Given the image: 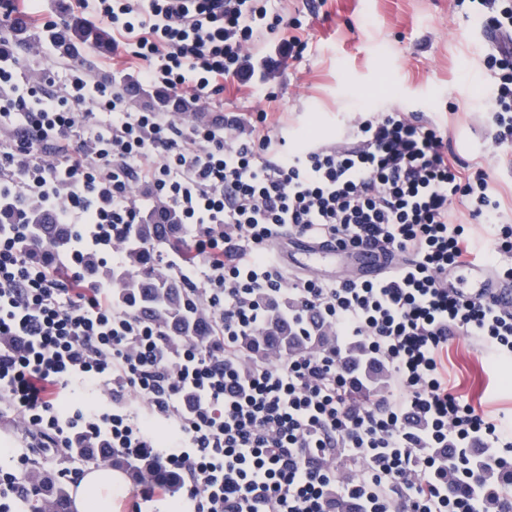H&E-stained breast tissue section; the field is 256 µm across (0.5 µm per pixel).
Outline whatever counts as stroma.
<instances>
[{
    "mask_svg": "<svg viewBox=\"0 0 512 512\" xmlns=\"http://www.w3.org/2000/svg\"><path fill=\"white\" fill-rule=\"evenodd\" d=\"M309 42L301 61L280 58L265 71V88L227 84L205 111L268 114L272 134L312 129L326 142L346 130L352 109L399 108L425 120H447L450 145L466 164L484 161L492 132L491 80L471 48L480 41L481 17L454 0H282ZM75 65L93 76L123 78V58L103 45L78 47ZM276 102H268L267 94ZM448 377L455 393L494 416L512 418V384L496 376L474 343H448Z\"/></svg>",
    "mask_w": 512,
    "mask_h": 512,
    "instance_id": "stroma-1",
    "label": "stroma"
}]
</instances>
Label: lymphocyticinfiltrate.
<instances>
[{
	"instance_id": "obj_1",
	"label": "lymphocytic infiltrate",
	"mask_w": 512,
	"mask_h": 512,
	"mask_svg": "<svg viewBox=\"0 0 512 512\" xmlns=\"http://www.w3.org/2000/svg\"><path fill=\"white\" fill-rule=\"evenodd\" d=\"M501 37L483 59L494 79L495 166L512 162V0H470ZM39 28L27 63L6 51L0 23V202H33L75 227L74 248L119 260L125 225L164 201L194 231L179 258L199 269L210 342L170 349L163 331L115 307L112 286L70 261L38 264L22 214L0 225V419L21 433L18 468L0 472V512H18L31 451L75 443L175 470L189 512H505L493 484L512 488V421L489 417L448 384L443 352L464 336L494 371L512 368V311L465 298L454 283L474 266L512 280V223L490 169L463 163L448 129L393 109H354L346 132L316 142L272 136L266 113L196 122L190 105L253 85L259 37L297 28L271 0H70L107 50L138 62L132 80L176 112L132 113L126 86L68 66L43 71L54 21L0 0ZM108 116L100 131L99 113ZM492 237L475 252L459 209ZM291 238L379 245L376 280L285 269ZM287 303L288 333L337 347L261 360L241 340ZM385 367L384 391L364 370ZM105 400L59 410L74 388ZM166 424L168 441L154 427Z\"/></svg>"
}]
</instances>
